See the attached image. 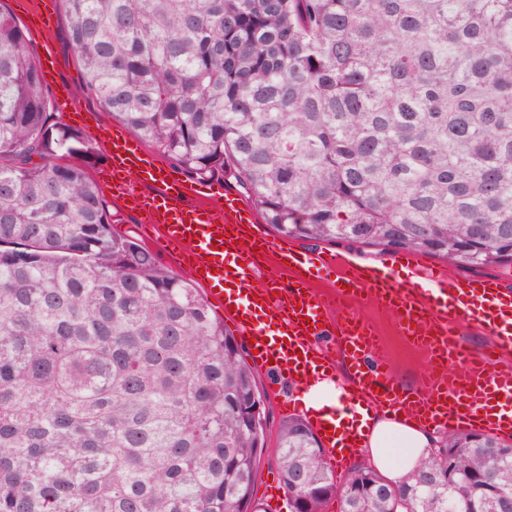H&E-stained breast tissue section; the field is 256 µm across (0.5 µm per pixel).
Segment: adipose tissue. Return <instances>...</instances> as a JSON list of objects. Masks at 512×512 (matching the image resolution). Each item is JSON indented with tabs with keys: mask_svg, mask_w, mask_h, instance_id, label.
<instances>
[{
	"mask_svg": "<svg viewBox=\"0 0 512 512\" xmlns=\"http://www.w3.org/2000/svg\"><path fill=\"white\" fill-rule=\"evenodd\" d=\"M334 385L323 381L301 391L303 406L312 413L330 420L337 431L361 430L368 435L367 460L389 484L403 483L408 476L427 460L435 446L436 438L431 430L420 428L410 421L393 420L365 410L354 411L343 407L334 398ZM404 440L407 452L394 456L387 443L390 438Z\"/></svg>",
	"mask_w": 512,
	"mask_h": 512,
	"instance_id": "ef3b65f1",
	"label": "adipose tissue"
}]
</instances>
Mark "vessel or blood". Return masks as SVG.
Here are the masks:
<instances>
[{
    "label": "vessel or blood",
    "mask_w": 512,
    "mask_h": 512,
    "mask_svg": "<svg viewBox=\"0 0 512 512\" xmlns=\"http://www.w3.org/2000/svg\"><path fill=\"white\" fill-rule=\"evenodd\" d=\"M54 102L57 111L79 113L81 125L96 130L114 196L142 213L143 232L157 251L206 285L210 303L250 339L249 356L259 369L309 387L331 367L317 341L329 333L352 370L348 405L401 413L425 428L512 435V367L501 365L512 355V289L501 281L460 279L404 252L375 267L329 251H302L286 239L270 244L250 207L225 196L219 183L176 177L130 132L112 129L98 113L79 112L66 84H56ZM312 277L325 280L330 293L309 288ZM364 295L427 350L421 391H408L383 364L368 363L377 350L375 333L342 307ZM461 317L493 336L490 350L466 346L455 332Z\"/></svg>",
    "instance_id": "1"
}]
</instances>
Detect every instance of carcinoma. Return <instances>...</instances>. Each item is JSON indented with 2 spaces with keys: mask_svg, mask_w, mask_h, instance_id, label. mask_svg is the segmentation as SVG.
I'll use <instances>...</instances> for the list:
<instances>
[{
  "mask_svg": "<svg viewBox=\"0 0 512 512\" xmlns=\"http://www.w3.org/2000/svg\"><path fill=\"white\" fill-rule=\"evenodd\" d=\"M62 3L81 91L281 236L512 266V0ZM93 152L0 7V512H255L256 371L59 163ZM509 448L450 431L399 486L339 481L290 417L277 459L290 512H512Z\"/></svg>",
  "mask_w": 512,
  "mask_h": 512,
  "instance_id": "carcinoma-1",
  "label": "carcinoma"
}]
</instances>
